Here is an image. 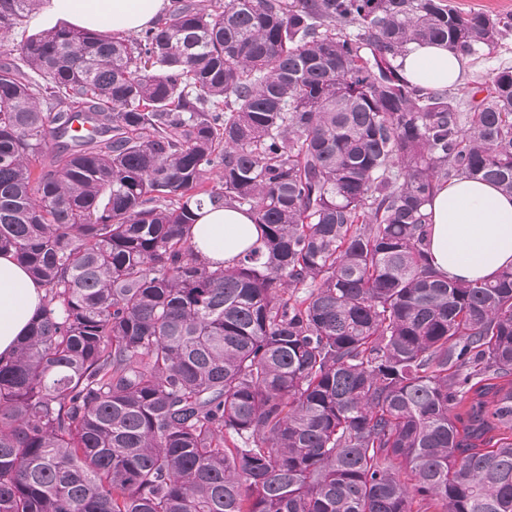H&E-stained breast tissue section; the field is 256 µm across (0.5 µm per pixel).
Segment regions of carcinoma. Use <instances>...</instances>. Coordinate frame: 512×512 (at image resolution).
<instances>
[{
	"instance_id": "1",
	"label": "carcinoma",
	"mask_w": 512,
	"mask_h": 512,
	"mask_svg": "<svg viewBox=\"0 0 512 512\" xmlns=\"http://www.w3.org/2000/svg\"><path fill=\"white\" fill-rule=\"evenodd\" d=\"M511 32L451 0H172L1 62L0 253L46 295L0 360V512H512V268L424 249L441 184L512 194V67L458 96L398 64ZM206 205L261 245L202 261Z\"/></svg>"
}]
</instances>
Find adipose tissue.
<instances>
[{"label":"adipose tissue","instance_id":"obj_1","mask_svg":"<svg viewBox=\"0 0 512 512\" xmlns=\"http://www.w3.org/2000/svg\"><path fill=\"white\" fill-rule=\"evenodd\" d=\"M168 0H43L37 24L89 31L136 32L165 13ZM403 75L423 89L457 83L466 57L440 43L413 42L401 58ZM432 216L425 251L435 271L457 280L489 279L512 267V196L494 185L458 179L439 187L427 206ZM203 260L227 266L260 235L243 208H205L191 229ZM45 292L11 255H0V358L13 356L41 307Z\"/></svg>","mask_w":512,"mask_h":512}]
</instances>
